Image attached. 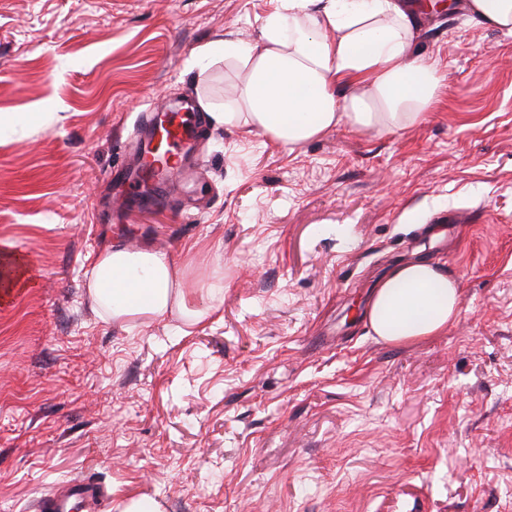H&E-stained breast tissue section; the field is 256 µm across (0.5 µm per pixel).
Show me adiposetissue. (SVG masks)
<instances>
[{
    "label": "adipose tissue",
    "mask_w": 512,
    "mask_h": 512,
    "mask_svg": "<svg viewBox=\"0 0 512 512\" xmlns=\"http://www.w3.org/2000/svg\"><path fill=\"white\" fill-rule=\"evenodd\" d=\"M257 41L225 42L240 69L239 112H214L212 125L258 130L295 149L346 122L390 132L419 122L438 100L441 74L415 45L427 0H278ZM345 86L349 95L337 96ZM192 248L181 261L147 250L106 245L87 293L109 318L158 319L171 312L201 320L195 303L205 288L189 281ZM455 277L437 260L394 264L372 291L366 318L375 336L402 344L435 335L459 314Z\"/></svg>",
    "instance_id": "adipose-tissue-1"
}]
</instances>
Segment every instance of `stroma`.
<instances>
[{
	"label": "stroma",
	"instance_id": "stroma-1",
	"mask_svg": "<svg viewBox=\"0 0 512 512\" xmlns=\"http://www.w3.org/2000/svg\"><path fill=\"white\" fill-rule=\"evenodd\" d=\"M459 0L420 15L443 77L426 118L347 123L288 150L204 125L174 209L122 222L113 167L143 112L231 110L223 56L277 0H0V512L70 480L159 512H512V33ZM114 243L196 244L201 322L106 319L87 294ZM445 262L461 312L394 345L364 310L408 257Z\"/></svg>",
	"mask_w": 512,
	"mask_h": 512
}]
</instances>
